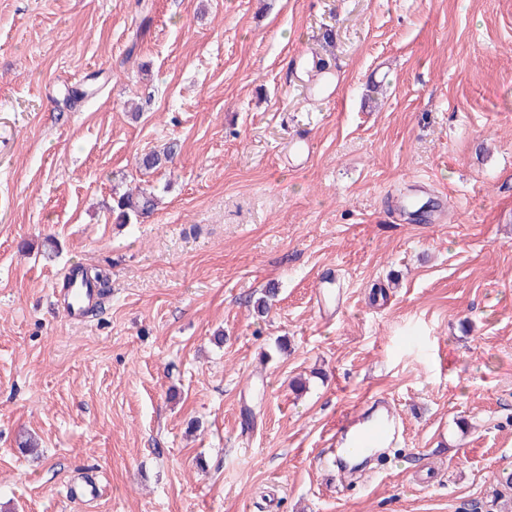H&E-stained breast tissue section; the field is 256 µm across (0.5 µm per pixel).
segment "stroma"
<instances>
[{"label":"stroma","instance_id":"stroma-1","mask_svg":"<svg viewBox=\"0 0 512 512\" xmlns=\"http://www.w3.org/2000/svg\"><path fill=\"white\" fill-rule=\"evenodd\" d=\"M75 265L111 287L76 322ZM510 473L512 0H0V512H501ZM112 205V213H117L116 220L119 224H126L133 216L137 218L148 217L154 209V199L146 193L130 191ZM84 288H64L60 304L70 320L82 317V309L91 302ZM400 431L401 422L397 414L387 408L386 413L372 421L366 430L352 438L349 443L346 438L341 442L343 448H336V450L340 449L343 454L363 455L370 448H375L397 437Z\"/></svg>","mask_w":512,"mask_h":512}]
</instances>
